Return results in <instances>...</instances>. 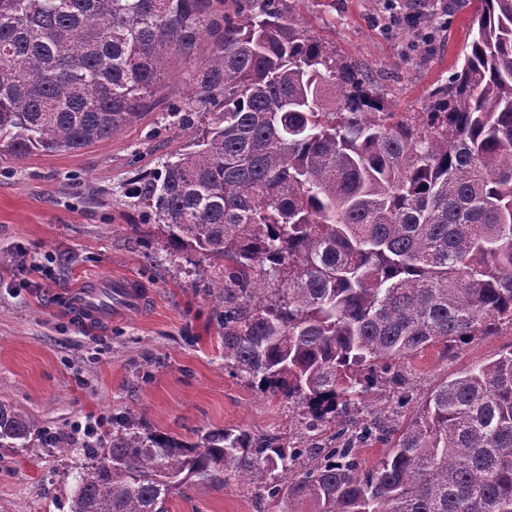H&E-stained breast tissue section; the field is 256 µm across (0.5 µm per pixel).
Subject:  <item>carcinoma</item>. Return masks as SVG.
I'll return each mask as SVG.
<instances>
[{"instance_id": "obj_1", "label": "carcinoma", "mask_w": 512, "mask_h": 512, "mask_svg": "<svg viewBox=\"0 0 512 512\" xmlns=\"http://www.w3.org/2000/svg\"><path fill=\"white\" fill-rule=\"evenodd\" d=\"M285 0H234L186 110L222 113L131 190L218 264L224 368L302 409L293 437L184 443L126 412L86 449L71 512H169L188 481L271 512H512V349L436 384L405 427L357 419L424 349L512 329V0H479L460 69L388 112ZM209 0H0V139L16 157L112 137L193 54ZM340 423L329 443L320 430ZM384 456L362 468L360 445ZM38 436L0 403V448Z\"/></svg>"}]
</instances>
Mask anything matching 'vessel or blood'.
Here are the masks:
<instances>
[{"instance_id": "vessel-or-blood-1", "label": "vessel or blood", "mask_w": 512, "mask_h": 512, "mask_svg": "<svg viewBox=\"0 0 512 512\" xmlns=\"http://www.w3.org/2000/svg\"><path fill=\"white\" fill-rule=\"evenodd\" d=\"M69 306L72 317L85 323L119 321L144 309L146 297L133 277H90L71 291Z\"/></svg>"}]
</instances>
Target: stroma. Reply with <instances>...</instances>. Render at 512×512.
Returning a JSON list of instances; mask_svg holds the SVG:
<instances>
[{"label": "stroma", "instance_id": "35a3bbf8", "mask_svg": "<svg viewBox=\"0 0 512 512\" xmlns=\"http://www.w3.org/2000/svg\"><path fill=\"white\" fill-rule=\"evenodd\" d=\"M422 14L432 43L386 29V0H287L311 37L355 64L390 111L422 112L445 85L469 41L474 0H395ZM232 0H210L209 41L164 73L145 108L111 138L78 150L17 158L0 146V402L34 418L31 448H0V512H70L86 463L88 429L131 412L142 433L195 442L207 431L287 436L301 420L280 396L224 369V305L208 290L206 257L173 251L130 193L142 175L174 160L212 112L185 103ZM128 274L145 286L146 311L84 324L66 297L88 276ZM512 349V332L452 350L429 347L401 362L413 385L400 422L415 416L440 380ZM256 489L188 483L169 512H265Z\"/></svg>", "mask_w": 512, "mask_h": 512}]
</instances>
